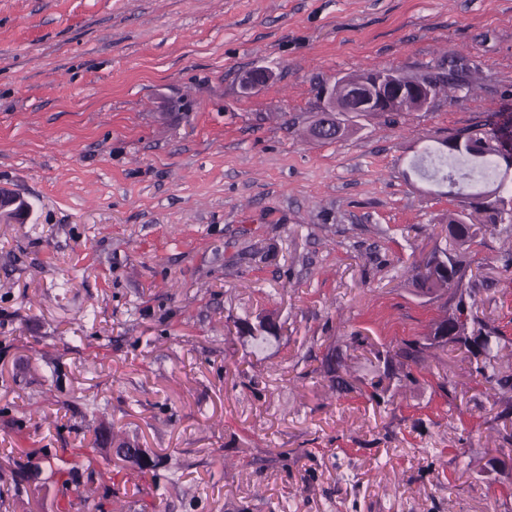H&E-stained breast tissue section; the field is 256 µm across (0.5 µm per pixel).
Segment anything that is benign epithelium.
<instances>
[{
	"label": "benign epithelium",
	"instance_id": "benign-epithelium-1",
	"mask_svg": "<svg viewBox=\"0 0 512 512\" xmlns=\"http://www.w3.org/2000/svg\"><path fill=\"white\" fill-rule=\"evenodd\" d=\"M437 81L408 82L390 70L365 71L344 76L326 94L321 120L310 129L311 136L323 138L326 132L343 136L348 126L341 121L345 112H360L378 119L390 112H411L428 108L437 97ZM26 202L18 195L0 191V223L10 224L27 213ZM114 452L128 464L148 466L153 462L145 448H116Z\"/></svg>",
	"mask_w": 512,
	"mask_h": 512
}]
</instances>
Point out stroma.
I'll return each instance as SVG.
<instances>
[{
	"mask_svg": "<svg viewBox=\"0 0 512 512\" xmlns=\"http://www.w3.org/2000/svg\"><path fill=\"white\" fill-rule=\"evenodd\" d=\"M372 66L478 89L311 137ZM511 119L512 0H0V190L29 205L0 224V512H512L501 404L462 355L361 393L453 310L404 271L469 203L414 162ZM464 256L512 373V232ZM105 430L157 465L117 466Z\"/></svg>",
	"mask_w": 512,
	"mask_h": 512,
	"instance_id": "obj_1",
	"label": "stroma"
}]
</instances>
